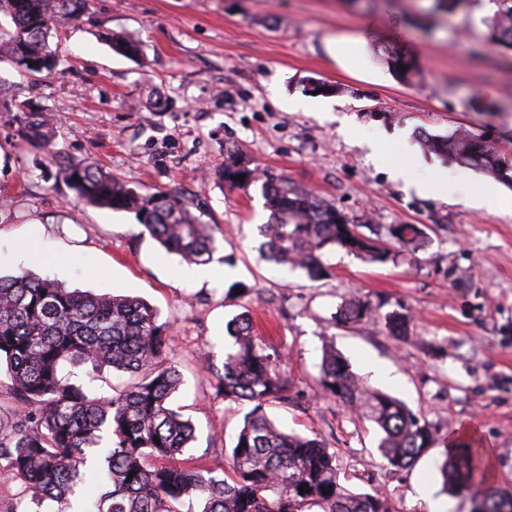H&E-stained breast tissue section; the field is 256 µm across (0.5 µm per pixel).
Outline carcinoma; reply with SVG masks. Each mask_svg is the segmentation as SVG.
<instances>
[{
	"mask_svg": "<svg viewBox=\"0 0 512 512\" xmlns=\"http://www.w3.org/2000/svg\"><path fill=\"white\" fill-rule=\"evenodd\" d=\"M482 19L485 40L512 52V0H488ZM89 0H0V60L31 76L62 72L64 59L50 45L58 26L76 23ZM113 50L135 58L141 44L108 34ZM389 70L409 81L418 74L412 58L398 49L385 52ZM405 70H400V65ZM26 143L47 148L64 180L86 204L136 213L139 224L167 253L189 264H206L217 249L214 226L201 222L190 202L173 189L142 195L92 162L66 161L52 149L51 119L29 102L6 107ZM427 150L512 187V156L481 133L460 129L446 137L422 135ZM218 175L231 188L260 185L270 219L260 225L265 259L300 269L312 280L331 275L325 250L338 247L368 264L396 260L398 248H421L424 230L395 224L388 239L360 232L334 204L285 179H264L235 152ZM244 176L237 181L235 177ZM384 301L349 299L336 321L354 324L383 319L390 336L407 337L409 317L381 309ZM160 312L132 296L71 290L28 272L0 276V371L10 380V404L3 409L7 431L0 433V465L31 492L32 503L60 505L70 512L83 486L97 496L87 512H180L184 499L201 501L200 512H392L379 490L354 492L340 482L336 452L323 438L278 426L266 411L272 401L290 400L291 380L280 356L257 335L252 318L239 314L226 325L224 362L207 365L217 389L230 402L250 405L228 453L222 474L183 458L195 427L171 404L181 384L166 360L168 326ZM108 367L135 377L110 397H90L61 376L64 366ZM321 392L373 422L378 451L386 465L413 467L431 449L445 446L443 485L466 492L473 512H512V494L484 486V456L458 440L447 446L440 431L402 400L357 376L333 346L324 348ZM159 441H154V438Z\"/></svg>",
	"mask_w": 512,
	"mask_h": 512,
	"instance_id": "1",
	"label": "carcinoma"
}]
</instances>
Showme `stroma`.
<instances>
[{"label":"stroma","mask_w":512,"mask_h":512,"mask_svg":"<svg viewBox=\"0 0 512 512\" xmlns=\"http://www.w3.org/2000/svg\"><path fill=\"white\" fill-rule=\"evenodd\" d=\"M432 0H89L53 41L64 73L31 77L0 63V273L26 270L71 289L143 298L169 326L168 361L182 384L174 396L195 428L186 451L224 467L246 406L225 401L203 366L222 364L226 324L249 312L282 356L294 383L290 402L270 403L287 430L317 433L337 454L342 483L382 491L397 512H424L417 487L471 512L470 498L444 493L432 449L411 469L386 466L376 425L325 397L317 383L326 342L354 372L422 412L447 438L473 432L487 450L486 480L512 491V188L482 207L462 203L488 176L427 151L417 133L465 127L512 148V56L484 40L486 11L435 13ZM373 23L365 57L379 80L340 68L330 39ZM112 31L139 40L132 61L104 43ZM418 61L413 82L388 69L384 50ZM333 86L312 94L309 80ZM35 100L50 113L54 148L93 161L140 192L177 189L205 222L218 225L211 265L223 278L181 280L179 257L145 233L134 213L85 204L44 148L21 143L4 104ZM386 141L376 162L371 133ZM266 175L334 203L369 237L391 225H422V249L366 264L344 250L325 254L331 277L312 281L261 259L258 227L269 212L259 187L230 188L218 177L228 151ZM409 166L422 179L448 171L420 193L391 175ZM29 245L25 265L12 257ZM244 283L249 292L227 297ZM402 306L407 341L383 321L334 325L349 297ZM394 379L374 378L371 365Z\"/></svg>","instance_id":"obj_1"}]
</instances>
